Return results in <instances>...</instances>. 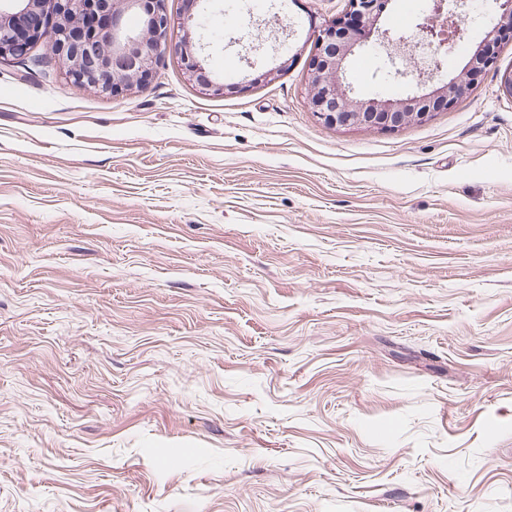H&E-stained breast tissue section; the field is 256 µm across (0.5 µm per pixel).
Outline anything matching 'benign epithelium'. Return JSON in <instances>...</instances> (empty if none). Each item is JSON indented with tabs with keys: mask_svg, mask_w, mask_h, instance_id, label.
<instances>
[{
	"mask_svg": "<svg viewBox=\"0 0 512 512\" xmlns=\"http://www.w3.org/2000/svg\"><path fill=\"white\" fill-rule=\"evenodd\" d=\"M53 2V32L45 30L43 6ZM349 10L318 32L309 84L313 114L330 127L396 131L409 123H421L433 113L451 108L473 77L494 66L496 58L477 48L460 72L428 93L405 98H359L347 77L346 61L354 48L371 40L382 44L390 63L404 56L405 43L392 29L380 24L389 0H348ZM466 0H432L433 21L427 33L438 45L453 43L466 17ZM101 13L111 18L100 28L82 26L86 15ZM140 16L134 35L123 33L122 17ZM170 18L163 0H0V60L22 58L31 46L49 39L51 51L65 73L77 83L116 92L142 85L169 49ZM189 76L220 95L224 82L202 75L204 67L196 44L182 39L177 46Z\"/></svg>",
	"mask_w": 512,
	"mask_h": 512,
	"instance_id": "1",
	"label": "benign epithelium"
}]
</instances>
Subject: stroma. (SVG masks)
Listing matches in <instances>:
<instances>
[{
	"mask_svg": "<svg viewBox=\"0 0 512 512\" xmlns=\"http://www.w3.org/2000/svg\"><path fill=\"white\" fill-rule=\"evenodd\" d=\"M222 95L0 60V512H512V41L397 131L323 124L348 0H165ZM468 0L444 70L497 21ZM430 0H390L408 69ZM262 41L256 65L247 46ZM382 48L362 98L432 90Z\"/></svg>",
	"mask_w": 512,
	"mask_h": 512,
	"instance_id": "35a3bbf8",
	"label": "stroma"
}]
</instances>
